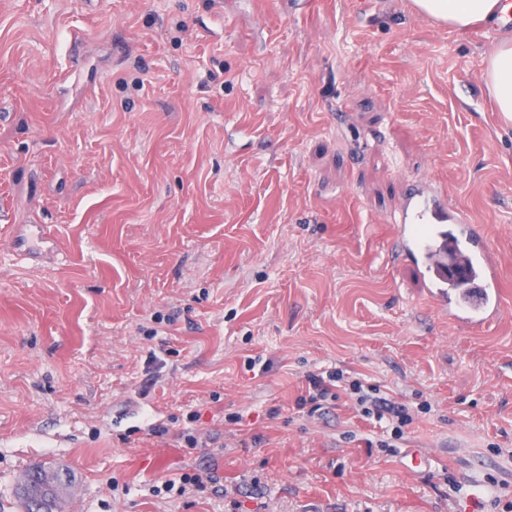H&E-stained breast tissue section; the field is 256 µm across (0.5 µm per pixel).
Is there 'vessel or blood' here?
<instances>
[{"label": "vessel or blood", "mask_w": 512, "mask_h": 512, "mask_svg": "<svg viewBox=\"0 0 512 512\" xmlns=\"http://www.w3.org/2000/svg\"><path fill=\"white\" fill-rule=\"evenodd\" d=\"M55 247L47 225L34 224L12 240V248L39 258ZM394 253L410 264L428 289L439 314L449 323L478 328L501 313L500 262L485 225L449 204L432 182L406 185L394 231Z\"/></svg>", "instance_id": "vessel-or-blood-1"}]
</instances>
